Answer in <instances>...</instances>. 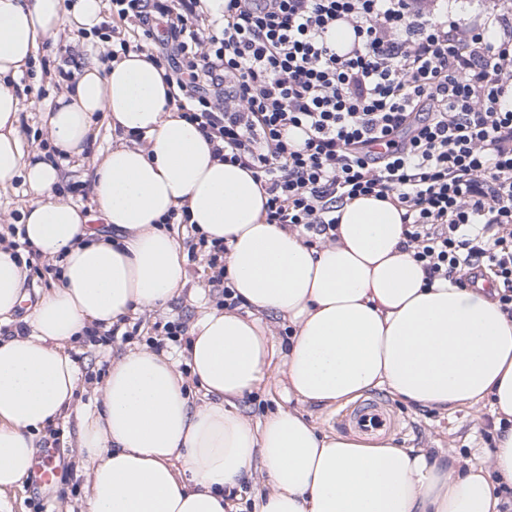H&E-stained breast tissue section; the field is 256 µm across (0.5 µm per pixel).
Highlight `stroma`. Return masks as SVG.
Instances as JSON below:
<instances>
[{
  "instance_id": "obj_1",
  "label": "stroma",
  "mask_w": 512,
  "mask_h": 512,
  "mask_svg": "<svg viewBox=\"0 0 512 512\" xmlns=\"http://www.w3.org/2000/svg\"><path fill=\"white\" fill-rule=\"evenodd\" d=\"M125 29V24L107 19L99 35L79 37L77 47H70L63 37L55 42L42 41L36 62L16 81L23 95L20 128L27 148L41 150L50 144L42 115L67 86L61 71L74 74L98 62L112 51L113 31ZM114 142L105 119H98L83 154L61 165L63 199L91 208L92 200L84 192L91 187L93 160ZM78 185L83 188L79 194L74 191ZM172 230L186 256L188 283L184 293L169 309L129 316L111 339L97 343L80 339L78 346L70 351L79 367L75 402L80 408L100 405V388L114 356L133 346L150 347L159 342L167 350L177 351V344L166 339L165 324L190 326L204 306H217L219 297L209 289L210 271L206 261L202 254L192 250L193 231L186 224L173 225ZM391 404L407 426L406 433L392 436L391 441L397 446L428 448L435 454H451L463 460L478 458L490 449L483 438L484 430L494 420L488 406L447 412L418 407L398 398L392 399ZM76 434L77 426L72 420L47 426L40 432L37 458L55 467L54 483L37 490L26 482L22 487L0 493V503L6 504L8 512H83L86 476L73 463Z\"/></svg>"
}]
</instances>
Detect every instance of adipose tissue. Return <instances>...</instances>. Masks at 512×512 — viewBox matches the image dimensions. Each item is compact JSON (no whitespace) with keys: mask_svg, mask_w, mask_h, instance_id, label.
Here are the masks:
<instances>
[{"mask_svg":"<svg viewBox=\"0 0 512 512\" xmlns=\"http://www.w3.org/2000/svg\"><path fill=\"white\" fill-rule=\"evenodd\" d=\"M101 11V0H0V189L27 186L24 238L63 270L25 318L27 335L0 337V492L22 485L40 430L72 410L78 369L65 343L181 294L185 258L161 220L184 210L226 243L246 311L204 313L184 359L137 347L113 360L100 407L78 417L85 512H225V487L246 482L263 486L253 512H498L499 483L512 485V428L463 465L424 448L321 434L301 412L380 389L442 410L486 400L512 421V319L487 294L427 284L399 248L403 212L391 200L347 202L337 240L317 249L299 230L266 223L260 182L213 156L143 52L85 67L45 115L51 154L24 148L14 78L40 40L93 33ZM98 113L147 144L118 143L96 162L90 214L57 196L55 159L83 152ZM95 215L104 228L91 226ZM25 279L0 244V325L12 323ZM280 320L293 328L284 345L270 327ZM270 380L286 403L252 422L238 403ZM193 384L204 404L192 403Z\"/></svg>","mask_w":512,"mask_h":512,"instance_id":"adipose-tissue-1","label":"adipose tissue"}]
</instances>
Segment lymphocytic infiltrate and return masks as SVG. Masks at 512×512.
<instances>
[{"instance_id": "obj_1", "label": "lymphocytic infiltrate", "mask_w": 512, "mask_h": 512, "mask_svg": "<svg viewBox=\"0 0 512 512\" xmlns=\"http://www.w3.org/2000/svg\"><path fill=\"white\" fill-rule=\"evenodd\" d=\"M198 4L112 0L131 26L117 48L152 52L213 155L262 183L266 223L332 241L344 203L392 200L427 281H491L512 318V0L473 26L418 0H224L220 19ZM339 21L343 53L326 38ZM198 245L234 308L224 243Z\"/></svg>"}]
</instances>
